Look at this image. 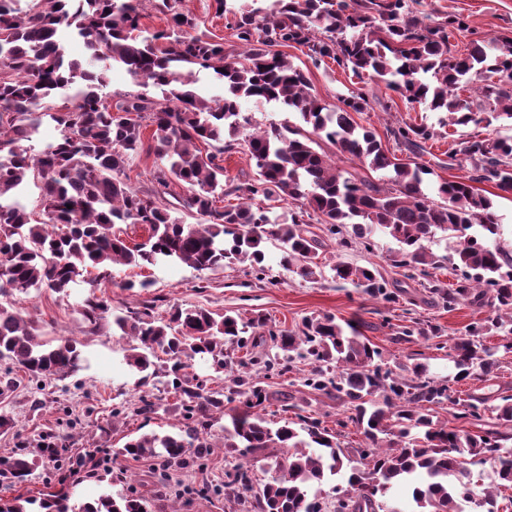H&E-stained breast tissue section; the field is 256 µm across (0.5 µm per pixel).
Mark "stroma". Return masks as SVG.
Here are the masks:
<instances>
[{
  "label": "stroma",
  "instance_id": "stroma-1",
  "mask_svg": "<svg viewBox=\"0 0 512 512\" xmlns=\"http://www.w3.org/2000/svg\"><path fill=\"white\" fill-rule=\"evenodd\" d=\"M414 9L433 23L450 15L464 17L471 31L454 36L460 50L474 35L485 39L512 36V0H419ZM310 78L315 92L329 104L337 103L351 90L366 91L374 103L355 119L375 132L383 145L391 143L387 133L390 125L404 121L435 127L438 138L427 144L432 173L426 176L425 185L431 194L441 181L468 174L469 168L458 154L462 142L477 135L512 137L511 119H494L484 112L479 124L452 125L446 123L445 113L407 103L371 77H355L332 63L311 68ZM392 247L391 240L379 232L374 234L368 253L341 252L333 241L326 240L319 260L327 266L342 259L358 265L372 263L390 286H402L401 271L391 263ZM266 264L270 274L266 281L256 280L242 265L214 271L163 261L142 269L116 266L111 282L93 291L81 283L65 295L32 289L8 297V304L33 321L42 339L55 344L76 339L85 357L82 369L50 382L29 379L10 361L0 360V378L8 375L15 382L11 390L0 394V415L14 422L8 434H0V458L49 442L58 449L56 458L40 461L26 481L10 488V495L37 497L61 490L70 493L72 503L79 504L104 493L115 498L134 494L144 499L147 512H246L242 502L224 494L227 473L239 463H247L257 487L273 475L263 454L244 458L225 448L224 418L218 414L210 420L207 439L212 448L204 458L190 452L185 462L170 465L157 456L138 460L115 457L117 448L141 435L182 433L185 419L164 371L141 378L125 362L130 340L113 335L111 320H102L95 331L82 319L79 308L88 294H96L116 313L128 306L153 304L158 318L166 317L174 304L201 306L219 314L232 311L245 319L260 313L272 329H293L303 318L329 313L337 321L356 323L390 365L405 364L414 354L427 363L430 376L437 380L454 375L446 351L428 342L399 341L386 317L393 315L395 308L407 309L437 328L446 341L491 313L490 308L469 304L447 310L415 283L402 286L400 304L395 307L350 284L329 279L305 282L280 267L279 251L272 244L267 247ZM127 280L136 281V288L120 289V282ZM455 388L463 398L495 400L501 391L512 388V355L494 373L458 382ZM143 398L157 404V414L147 418L124 415V408L137 407Z\"/></svg>",
  "mask_w": 512,
  "mask_h": 512
}]
</instances>
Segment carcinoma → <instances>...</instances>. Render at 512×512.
<instances>
[{
    "label": "carcinoma",
    "mask_w": 512,
    "mask_h": 512,
    "mask_svg": "<svg viewBox=\"0 0 512 512\" xmlns=\"http://www.w3.org/2000/svg\"><path fill=\"white\" fill-rule=\"evenodd\" d=\"M144 0H0V296L48 288L68 294L83 282L91 288L82 315L97 329L108 305L95 297L99 280L114 265L143 267L161 260L198 271L241 264L259 280L269 278L265 246L279 245V265L301 280L325 278L318 262L323 247L307 229L316 214L328 236L348 249L371 250L380 230L398 245L393 266L408 279H422L427 289L452 311L467 302L489 307L492 316L472 323L451 343L448 360L463 381L487 375L512 353V250L497 243L501 225L493 201L476 187L492 183L512 192V138H475L460 153L471 175L441 182L438 203L423 189L431 169L415 162L396 163L376 134L354 115L366 111L368 95L358 89L330 107L315 93L307 71L283 47H303L313 66L330 59L342 70L370 77L393 88L407 102L445 112L454 125L476 121L479 112L512 119V38L473 40L460 53L449 42L448 29L470 31L459 16L433 25L409 9L407 0H215L216 15L228 22L243 51L227 54L224 43L196 32L197 18L180 8L182 0H152L169 16L166 28L149 31L142 23ZM68 30L84 39L86 64L65 59L59 40ZM114 63L125 66L139 86L163 88L153 99L142 92L100 93ZM211 69L224 81V96L205 99L190 88L193 69ZM77 91L57 104L60 92ZM470 87L475 97L456 90ZM243 98L281 102L300 114L309 130L288 125L252 124L240 112ZM60 130L41 151L25 146L39 132L43 118ZM152 128L149 149L158 157L150 186L134 189L126 168L143 149V129ZM325 136L336 156H348L372 170L393 168L384 184L367 182L341 169L335 156L318 152L311 136ZM396 147L414 155L437 136L433 127L404 122L390 130ZM219 144L203 152L198 144ZM242 152L254 163L253 178H224V155ZM41 184L42 218L19 198L28 180ZM184 189L183 208L196 223L172 216L159 195ZM257 196L292 205L276 215L272 208H252ZM227 197L236 205L219 207ZM72 208H67V205ZM118 224H144L146 241L128 245ZM456 238L452 265L462 277L454 288L433 280L441 267L429 245L438 234ZM98 275L87 276L88 269ZM333 278L354 285L389 303L399 295L372 265L341 260ZM120 336L139 344L128 349V366L144 372L166 356L170 384L182 398L185 435H143L131 439L119 454L133 459L164 456L180 462L185 438L197 441L198 455L211 444L199 437L212 412L230 419L224 447L245 453L281 449L274 461L276 476L254 488L248 470L227 474L224 494L249 502L254 512H319L310 496L326 475L341 473L352 462L346 485L336 490V512H389L388 494L399 484L411 488L417 512H465L473 504L482 512H499L497 495L512 490V395L499 403L479 397L462 399L456 390L414 363L394 371L379 348L353 323L341 325L329 314L310 317L295 329L270 330L259 315L249 322L232 314L215 317L202 308L171 307L168 321H157L144 306L112 316ZM503 333L497 345L484 336ZM400 339L436 338V330L420 320L402 326ZM244 352L239 366L260 364L273 376L300 369V386L339 401L345 419L330 428L318 417L301 414L294 395L283 398L294 417L266 418L269 395L261 383L226 361L224 346ZM210 359L224 370V390L215 391L188 372L195 359ZM0 359H8L37 380L67 376L84 358L74 339L44 342L19 312L0 304ZM450 404L454 418L483 427L472 434L434 419V409ZM353 426L365 446L356 458L341 448L337 436ZM50 446L0 460V485L24 481ZM490 463L493 486L477 488L470 466ZM0 512H146L142 500L105 494L93 502L70 504V496L49 492L40 498H0Z\"/></svg>",
    "instance_id": "cac0c4a2"
}]
</instances>
